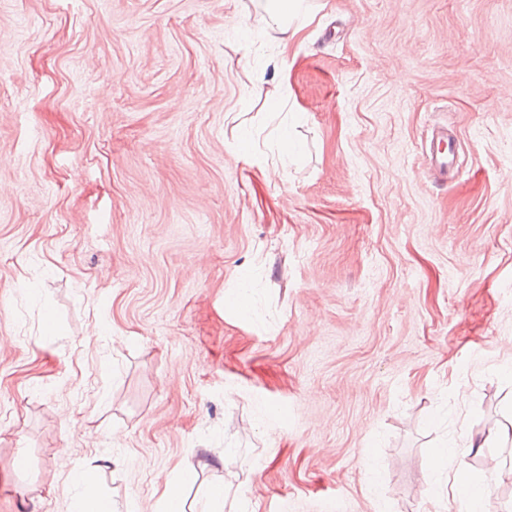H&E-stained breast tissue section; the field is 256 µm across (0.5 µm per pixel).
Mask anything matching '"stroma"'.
<instances>
[{
  "label": "stroma",
  "instance_id": "1",
  "mask_svg": "<svg viewBox=\"0 0 512 512\" xmlns=\"http://www.w3.org/2000/svg\"><path fill=\"white\" fill-rule=\"evenodd\" d=\"M308 2L0 0V512L512 486V0ZM306 0H265L262 11L253 17L258 25L279 31L280 53L290 48L302 30L293 20L300 14ZM275 27V28H273ZM74 512H110L112 507L93 485H86L75 501Z\"/></svg>",
  "mask_w": 512,
  "mask_h": 512
}]
</instances>
